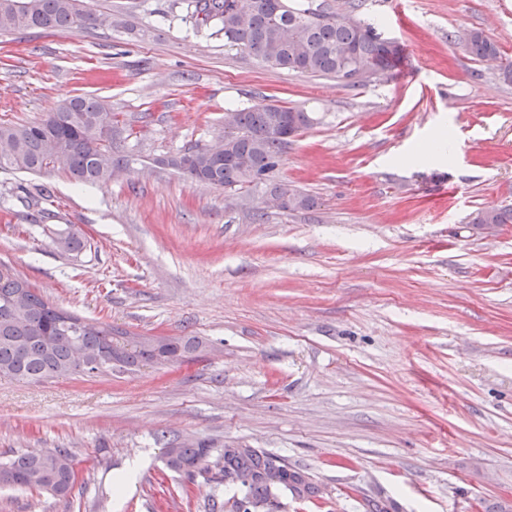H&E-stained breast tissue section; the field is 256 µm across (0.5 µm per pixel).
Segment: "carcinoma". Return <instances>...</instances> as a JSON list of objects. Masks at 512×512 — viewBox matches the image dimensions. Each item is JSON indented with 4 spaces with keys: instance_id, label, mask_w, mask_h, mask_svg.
<instances>
[{
    "instance_id": "cac0c4a2",
    "label": "carcinoma",
    "mask_w": 512,
    "mask_h": 512,
    "mask_svg": "<svg viewBox=\"0 0 512 512\" xmlns=\"http://www.w3.org/2000/svg\"><path fill=\"white\" fill-rule=\"evenodd\" d=\"M356 5L336 14L311 0H189L186 20L195 33L224 35V44L248 51L274 69L325 76L345 86L387 75L398 54L392 43L381 39L375 28L357 19ZM100 16L83 8L82 0H0V33L32 29L62 32L73 27H95ZM466 49L481 60H498L494 41L480 30H470ZM107 106L95 97L73 96L46 114L23 124H0V143L9 155L0 158V170L13 173L61 172L87 186L112 179L113 167L123 159L112 156V135L97 130L101 111ZM232 126L224 130V151L211 154L200 146L182 155L162 158L199 184L215 189L229 187L280 193L283 209L306 211L316 200L292 185L276 180V172L288 148L284 136L298 135L313 123L311 113L275 104H254L229 109ZM475 224H512V208L492 207L473 218ZM52 241L64 254L76 257L88 240L72 224L63 228L46 225ZM24 280L12 269L0 267V378L44 381L85 368L74 361L72 349L80 344L101 356L98 372L128 370L141 363H155L172 354L181 361L198 355L206 343L197 336H164L162 340H133L112 325L85 322L80 333L70 322L82 317L61 309L28 288L25 303L15 302ZM211 448L204 441L186 443L164 452V466L191 479L206 472ZM74 457L67 448L48 454L16 452L0 461V486L18 490L46 491L66 497L74 488ZM224 478L214 489L224 498L247 501L252 512H284L286 500L311 499L321 489L311 474L288 463L284 457L256 448L224 452ZM250 475L248 484L233 478Z\"/></svg>"
}]
</instances>
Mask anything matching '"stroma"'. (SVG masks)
Masks as SVG:
<instances>
[{
  "label": "stroma",
  "instance_id": "1",
  "mask_svg": "<svg viewBox=\"0 0 512 512\" xmlns=\"http://www.w3.org/2000/svg\"><path fill=\"white\" fill-rule=\"evenodd\" d=\"M361 0L399 53L359 87L275 70L194 36L183 0H85L107 27L0 35V123L91 94L117 116L128 164L80 187L0 173V264L58 307L133 336H200L177 367L0 379V458L67 448L69 497L0 489V512H213L210 487L167 470L165 446L259 448L322 495L287 512H477L512 498V84L470 56L484 31L512 60V0ZM310 112L279 180L310 211L252 214L263 190L193 184L163 160L224 135L230 107ZM447 131L449 154L421 152ZM46 188L60 253L20 188ZM144 465L117 497L112 479ZM43 229H50L54 235L53 243L60 249L63 254L77 257L83 253L88 247V240L82 232L75 228L72 224H66L65 228H52L50 224H41Z\"/></svg>",
  "mask_w": 512,
  "mask_h": 512
}]
</instances>
